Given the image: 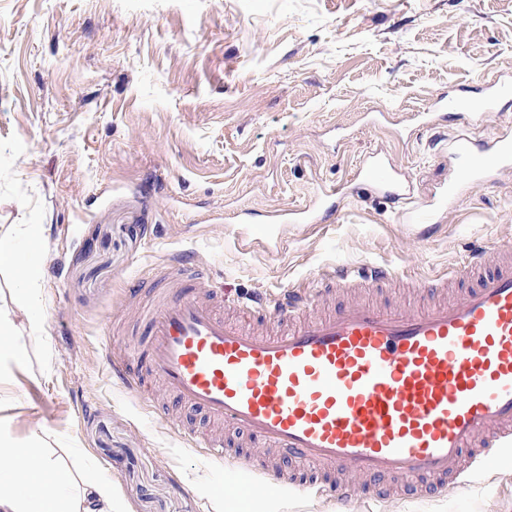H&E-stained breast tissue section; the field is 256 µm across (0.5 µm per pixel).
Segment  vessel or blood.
Instances as JSON below:
<instances>
[{
    "instance_id": "obj_1",
    "label": "vessel or blood",
    "mask_w": 512,
    "mask_h": 512,
    "mask_svg": "<svg viewBox=\"0 0 512 512\" xmlns=\"http://www.w3.org/2000/svg\"><path fill=\"white\" fill-rule=\"evenodd\" d=\"M480 111L466 112L467 130L453 144L471 175L512 165V136L488 141L483 126L512 81L491 78ZM359 185L399 197L396 171L382 156L353 174ZM338 187H320L300 209L247 224L245 246L271 253L286 228L333 216ZM486 250L471 254L447 276L418 283L423 305L384 308L349 300L319 307L337 292L396 282V269H322V289L291 286L277 293L225 300L223 289L184 253L156 269L144 309L148 340L137 360L111 353L113 375L143 394L145 377L168 394L154 415L189 450L231 461L217 492L231 512L271 487L324 493L339 503L362 485L382 504L398 495L431 497L477 486L491 462L512 457V259L482 275ZM477 277L456 300H439L448 283ZM243 437L227 449L220 437L199 436L186 410Z\"/></svg>"
}]
</instances>
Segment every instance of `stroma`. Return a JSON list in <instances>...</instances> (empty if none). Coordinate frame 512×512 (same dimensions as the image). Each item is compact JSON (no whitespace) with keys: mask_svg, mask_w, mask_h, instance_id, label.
Masks as SVG:
<instances>
[{"mask_svg":"<svg viewBox=\"0 0 512 512\" xmlns=\"http://www.w3.org/2000/svg\"><path fill=\"white\" fill-rule=\"evenodd\" d=\"M512 77V0H0V228L41 271L0 267V308L24 348L0 362V433L38 439L117 512H226L222 465L190 452L147 398L115 381L104 336L141 344L132 293L182 249L237 297L310 282L339 262L411 281L488 244L512 248V167L437 209L418 246L403 224L460 177L462 129L440 97ZM386 156L399 200L358 191L270 255L238 244L232 212L265 222ZM377 512L305 495L253 512ZM392 512H512V462L474 493Z\"/></svg>","mask_w":512,"mask_h":512,"instance_id":"1","label":"stroma"}]
</instances>
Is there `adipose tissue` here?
<instances>
[{
    "mask_svg": "<svg viewBox=\"0 0 512 512\" xmlns=\"http://www.w3.org/2000/svg\"><path fill=\"white\" fill-rule=\"evenodd\" d=\"M22 464L28 476L25 482L8 479L0 482V512H65L62 502L75 501L72 512H112V488L98 480H85L72 487L66 471L31 442ZM53 487L54 495H46L45 487Z\"/></svg>",
    "mask_w": 512,
    "mask_h": 512,
    "instance_id": "adipose-tissue-1",
    "label": "adipose tissue"
}]
</instances>
